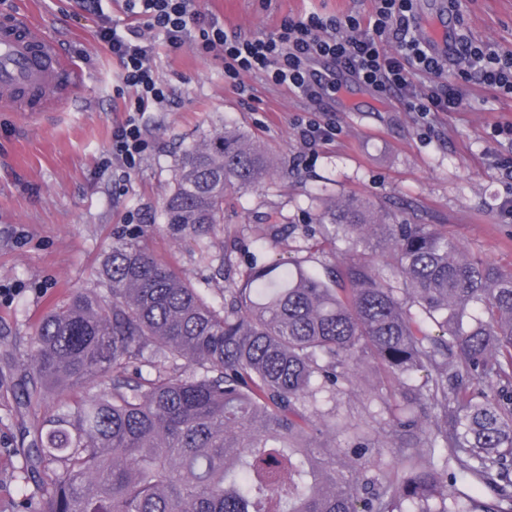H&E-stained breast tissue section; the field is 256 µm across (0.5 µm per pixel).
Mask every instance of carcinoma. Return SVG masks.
Masks as SVG:
<instances>
[{"label": "carcinoma", "mask_w": 512, "mask_h": 512, "mask_svg": "<svg viewBox=\"0 0 512 512\" xmlns=\"http://www.w3.org/2000/svg\"><path fill=\"white\" fill-rule=\"evenodd\" d=\"M276 168L226 125L183 153L164 223L203 233L226 192ZM315 220L345 245V287L254 263L219 306L138 243L113 244L103 292H73L32 337L19 404L54 406L16 512H512V271L356 195ZM367 359L400 398L373 418L385 442L327 448L320 403Z\"/></svg>", "instance_id": "obj_1"}]
</instances>
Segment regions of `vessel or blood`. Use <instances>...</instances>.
<instances>
[{
  "label": "vessel or blood",
  "mask_w": 512,
  "mask_h": 512,
  "mask_svg": "<svg viewBox=\"0 0 512 512\" xmlns=\"http://www.w3.org/2000/svg\"><path fill=\"white\" fill-rule=\"evenodd\" d=\"M80 69L67 60L45 26L15 14L0 16V100L47 111L74 95Z\"/></svg>",
  "instance_id": "b4317fda"
}]
</instances>
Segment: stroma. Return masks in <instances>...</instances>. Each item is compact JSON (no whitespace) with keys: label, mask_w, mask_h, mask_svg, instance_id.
<instances>
[{"label":"stroma","mask_w":512,"mask_h":512,"mask_svg":"<svg viewBox=\"0 0 512 512\" xmlns=\"http://www.w3.org/2000/svg\"><path fill=\"white\" fill-rule=\"evenodd\" d=\"M226 29L249 35L275 31L284 17L310 12L368 16L371 0H201ZM55 34L63 54L78 62L85 82L57 111L35 115L0 106V512H13L24 488L23 441L43 409L18 405L34 328L76 289H99L98 270L117 241L132 240L188 278L213 303L224 300L218 270L251 260L300 263L318 272L339 266L342 253L314 215L323 202L348 194L369 199L401 222L435 224L469 256L512 270V218L500 210L512 182L494 167L512 155V140L493 137L512 124V97L476 82H459L467 99L459 112L421 122L394 94H383L337 71L336 86L309 103L255 74L242 90L224 82V62L157 45L154 68L167 99L141 123L150 147L125 172L111 156L112 128L125 121L117 96L119 65L99 42L100 17L78 0H0ZM416 21H437L453 34L512 50V0H415ZM336 123V137L316 151L297 139L294 122L310 111ZM265 145L279 162L260 186L227 194L224 221L201 235H177L162 222L165 198L183 152L224 124ZM273 224L276 238L253 242L249 228ZM388 383L375 364L324 404L337 423L325 444L346 447L354 427L380 412Z\"/></svg>","instance_id":"obj_1"}]
</instances>
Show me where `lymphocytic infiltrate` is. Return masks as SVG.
Listing matches in <instances>:
<instances>
[{
    "label": "lymphocytic infiltrate",
    "mask_w": 512,
    "mask_h": 512,
    "mask_svg": "<svg viewBox=\"0 0 512 512\" xmlns=\"http://www.w3.org/2000/svg\"><path fill=\"white\" fill-rule=\"evenodd\" d=\"M129 23L103 21L98 39L120 66L121 90L127 91V119L112 129V159L133 170L149 148L139 121L149 105L165 97L152 61L154 38L173 50L191 45L200 56L224 61V79L237 84L242 75H263L273 85L317 102L324 89L312 65L327 60L340 65L374 90L399 92L407 109L420 117L455 112L462 95L442 83L446 59L432 51L411 21L413 0H374L370 19L357 15L324 16L315 12L286 18L267 36L226 30L202 9L199 0H124ZM453 54L458 78L474 79L486 90L512 96V50L460 40ZM431 80L417 92V77Z\"/></svg>",
    "instance_id": "1"
}]
</instances>
